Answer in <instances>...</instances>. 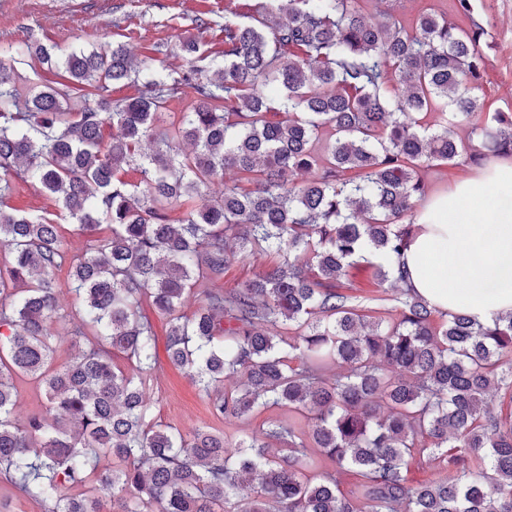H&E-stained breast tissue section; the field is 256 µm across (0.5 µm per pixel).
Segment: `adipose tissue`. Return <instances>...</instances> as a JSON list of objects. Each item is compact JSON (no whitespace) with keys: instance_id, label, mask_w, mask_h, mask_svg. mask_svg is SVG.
Listing matches in <instances>:
<instances>
[{"instance_id":"1","label":"adipose tissue","mask_w":512,"mask_h":512,"mask_svg":"<svg viewBox=\"0 0 512 512\" xmlns=\"http://www.w3.org/2000/svg\"><path fill=\"white\" fill-rule=\"evenodd\" d=\"M501 199L494 210L486 196ZM410 282L440 311L488 325L512 312V159H498L432 197L402 255Z\"/></svg>"}]
</instances>
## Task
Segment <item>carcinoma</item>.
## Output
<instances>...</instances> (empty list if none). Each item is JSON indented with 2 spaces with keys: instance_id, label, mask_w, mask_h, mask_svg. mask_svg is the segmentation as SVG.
Masks as SVG:
<instances>
[{
  "instance_id": "obj_1",
  "label": "carcinoma",
  "mask_w": 512,
  "mask_h": 512,
  "mask_svg": "<svg viewBox=\"0 0 512 512\" xmlns=\"http://www.w3.org/2000/svg\"><path fill=\"white\" fill-rule=\"evenodd\" d=\"M390 2L370 14L365 0H264L248 20L224 21L221 64L144 80L119 43L65 56L38 45L28 53L67 84L25 97L23 54L0 51L12 61L0 63V473L47 512H103L107 500L110 512H512V412L487 402L512 393V313L483 325L436 310L395 267L427 194L422 172L512 159V112L477 119L488 30L472 0H455L467 27L438 10L409 24L405 0ZM122 82L137 95L112 99ZM72 92L93 103L71 111ZM188 92L187 111L159 126ZM462 123L465 141L452 131ZM132 166L137 184L124 178ZM229 168L253 187L207 196ZM16 180L90 234L82 255L69 256L52 220L5 204ZM258 255L275 261L216 286ZM360 262L397 286L385 316L338 291ZM64 265L84 348L58 365L49 325ZM190 296L200 306L189 315ZM146 304L213 417L297 421L272 417L262 436L230 444L148 419ZM227 374L240 382L221 390ZM17 376L38 380L46 401L24 423ZM103 457L112 467L99 468ZM422 464L432 478L414 484ZM347 467L359 476L348 493ZM270 261V257L251 258L247 261L234 264L226 272L224 278L217 283L220 288H234L252 278L262 264Z\"/></svg>"
}]
</instances>
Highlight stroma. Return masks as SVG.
<instances>
[{
	"label": "stroma",
	"instance_id": "35a3bbf8",
	"mask_svg": "<svg viewBox=\"0 0 512 512\" xmlns=\"http://www.w3.org/2000/svg\"><path fill=\"white\" fill-rule=\"evenodd\" d=\"M258 0H0V43L42 44L65 53L77 47L122 42L143 71L165 65L185 69L189 57L181 50L186 36L200 43L202 56L223 51L224 15L243 12ZM475 18L483 20L490 37L483 51L487 58L483 91L488 105L512 112V0H473ZM10 207L59 220L57 204L39 186L16 184L8 197ZM55 278L60 319L50 325L57 363L74 357L81 344L73 331L79 307L68 289L66 271ZM344 294L356 297L364 310L378 308L385 288L365 265L348 270L341 283ZM158 367L149 397L156 421L189 433L213 428L234 441L243 433L262 431L268 418L259 413L246 424L228 425L214 419L208 399L184 371L173 366L165 350H158Z\"/></svg>",
	"mask_w": 512,
	"mask_h": 512
}]
</instances>
